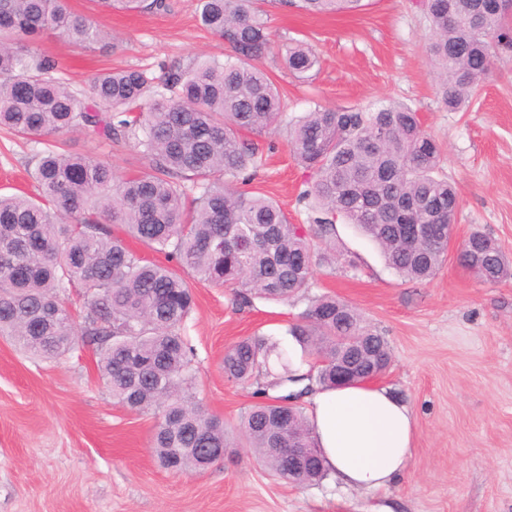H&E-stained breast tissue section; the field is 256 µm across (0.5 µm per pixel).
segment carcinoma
Here are the masks:
<instances>
[{
  "instance_id": "1",
  "label": "carcinoma",
  "mask_w": 512,
  "mask_h": 512,
  "mask_svg": "<svg viewBox=\"0 0 512 512\" xmlns=\"http://www.w3.org/2000/svg\"><path fill=\"white\" fill-rule=\"evenodd\" d=\"M157 11L163 0H98ZM263 0H201V24L224 38L222 61L197 57L171 66L153 89L137 69L103 73L82 100L58 74L55 61L29 43L54 32L76 45L106 34L71 11L68 0H0V129L44 148L31 176L37 194L0 196V334L27 353L60 359L76 340L93 347L116 403L151 411L159 422L153 448L175 473L202 470L231 447L224 421L190 395L193 348L183 324L194 298L174 268L137 256L126 238L173 260L195 278L254 297L287 302L311 286L314 267L329 260L336 220L375 242L399 276L422 280L448 252V227L459 198L436 176L442 154L416 110L388 102L376 108L317 106L289 125L294 158L312 174L303 197L316 213L304 228L259 193L232 179L256 172L262 149L243 136H262L284 121L282 99L259 61L271 47ZM480 0H421L430 23L426 52L437 71V93L450 111L467 107L493 62V43L512 46V13H477ZM310 13L354 10L361 0H299ZM283 60L304 81L319 66L303 43L283 45ZM83 129L109 142L131 141L143 169L116 179L112 165L61 147L56 139ZM196 192L188 198L187 191ZM119 224L115 236L105 224ZM405 224H424L421 240ZM476 277L512 279V261L485 235L473 232L457 253ZM305 355L320 357L298 374L288 350L271 336H250L224 354L227 379L255 387L238 424L260 466L288 480L279 449L317 444L303 409L266 401L268 392L308 381L336 387V338L371 336L390 361L384 337L359 311L332 296L317 299L289 324Z\"/></svg>"
}]
</instances>
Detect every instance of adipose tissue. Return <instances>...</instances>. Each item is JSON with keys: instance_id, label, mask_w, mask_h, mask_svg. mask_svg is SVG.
<instances>
[{"instance_id": "1", "label": "adipose tissue", "mask_w": 512, "mask_h": 512, "mask_svg": "<svg viewBox=\"0 0 512 512\" xmlns=\"http://www.w3.org/2000/svg\"><path fill=\"white\" fill-rule=\"evenodd\" d=\"M309 403L323 465L340 483L379 492L405 472L414 415L387 388L368 382L323 388Z\"/></svg>"}]
</instances>
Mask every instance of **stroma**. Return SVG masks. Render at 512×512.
Segmentation results:
<instances>
[{
	"mask_svg": "<svg viewBox=\"0 0 512 512\" xmlns=\"http://www.w3.org/2000/svg\"><path fill=\"white\" fill-rule=\"evenodd\" d=\"M417 2L362 0L359 10L318 16L273 2L275 50L260 66L283 92L291 121L319 105L397 101L416 109L441 148L440 174L459 195L456 242L479 231L512 258V48L495 46L469 108L450 111L437 94L425 53L429 22ZM166 3L137 12L69 0L107 39L77 46L47 32L32 46L80 92L109 69L157 78L199 54L224 58L223 39L198 21V0ZM293 41L319 59L304 84L277 52ZM65 141L69 151L111 163L120 179L142 166L131 143L82 132ZM261 142L262 164L243 190L274 198L291 223L309 225L300 195L310 176L289 151L287 128ZM36 151L0 133L1 194L36 195ZM335 243V260L315 267L311 288L287 303L242 304L232 290L190 279L195 307L183 331L195 352L193 392L208 413L236 425L254 398L251 387L225 378V352L254 334L284 335L321 296L349 302L391 350L380 384L415 415L408 467L388 491H355L330 477L303 486L275 480L241 435L205 472H169L152 448L155 416L113 401L91 347L40 360L0 335V512H512V279L478 280L453 249L432 278H402L341 220Z\"/></svg>",
	"mask_w": 512,
	"mask_h": 512,
	"instance_id": "1",
	"label": "stroma"
}]
</instances>
